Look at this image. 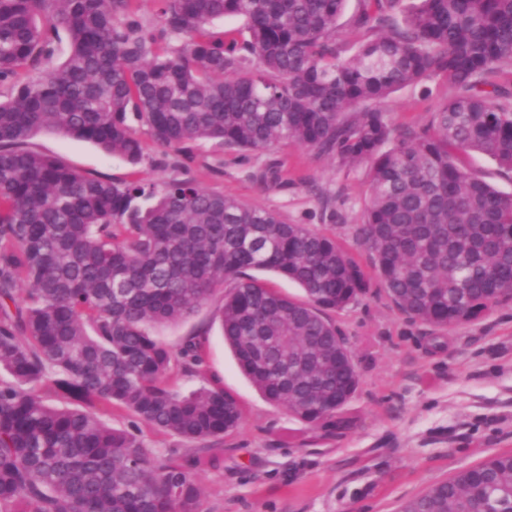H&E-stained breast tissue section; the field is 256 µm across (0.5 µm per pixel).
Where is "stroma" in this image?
Segmentation results:
<instances>
[{
    "label": "stroma",
    "instance_id": "stroma-1",
    "mask_svg": "<svg viewBox=\"0 0 512 512\" xmlns=\"http://www.w3.org/2000/svg\"><path fill=\"white\" fill-rule=\"evenodd\" d=\"M431 88L427 98L399 89L381 108L397 129L421 127L450 94L439 82ZM135 133L145 148L135 168L51 130L28 144L84 174L168 180L178 152L157 144L145 127ZM188 172L204 189L336 237L370 267L355 241L370 163H343L292 141L245 153L202 142ZM221 299L214 294L187 320L152 329L175 348L187 336H208L210 371L244 409L238 432L224 442L222 469L196 473L207 512H399L433 484L512 450V303L448 330L438 346L434 329L402 314L373 278L366 295L335 315L360 383L343 411L348 426L329 429L296 421L239 372L214 317Z\"/></svg>",
    "mask_w": 512,
    "mask_h": 512
}]
</instances>
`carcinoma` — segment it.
Returning <instances> with one entry per match:
<instances>
[{
	"label": "carcinoma",
	"mask_w": 512,
	"mask_h": 512,
	"mask_svg": "<svg viewBox=\"0 0 512 512\" xmlns=\"http://www.w3.org/2000/svg\"><path fill=\"white\" fill-rule=\"evenodd\" d=\"M135 2L0 0V512H203L193 473L223 467L244 411L208 375V337L175 350L145 327L186 320L232 282L218 318L241 373L294 419L340 426L359 374L330 313L371 286L333 236L178 164L161 184L80 173L29 149L41 129L131 165L144 158L133 120L186 160L201 141L291 140L369 161L356 242L402 313L442 331L512 302V195L461 161L512 171V91L492 81L512 70V0H358L349 56L347 0H160L155 26ZM227 17L240 35L208 30ZM425 81L452 95L419 130L355 111ZM188 377L203 384L184 392ZM144 426L200 447L160 455ZM400 512H512V451ZM357 0H350L348 4V8L345 14L338 21L337 28V39L340 43H342L348 51L347 55L352 53V47L358 42L359 34L358 32L351 26V16L355 12L357 8Z\"/></svg>",
	"instance_id": "carcinoma-1"
}]
</instances>
